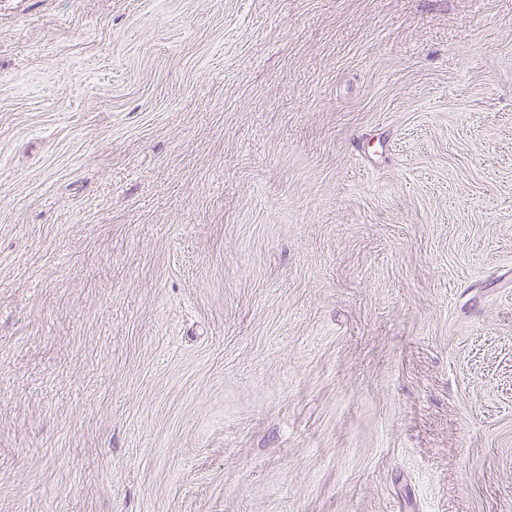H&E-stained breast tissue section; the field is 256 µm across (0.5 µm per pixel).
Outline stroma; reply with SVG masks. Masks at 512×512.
Wrapping results in <instances>:
<instances>
[{
  "instance_id": "stroma-1",
  "label": "stroma",
  "mask_w": 512,
  "mask_h": 512,
  "mask_svg": "<svg viewBox=\"0 0 512 512\" xmlns=\"http://www.w3.org/2000/svg\"><path fill=\"white\" fill-rule=\"evenodd\" d=\"M0 512H512V0H0Z\"/></svg>"
}]
</instances>
